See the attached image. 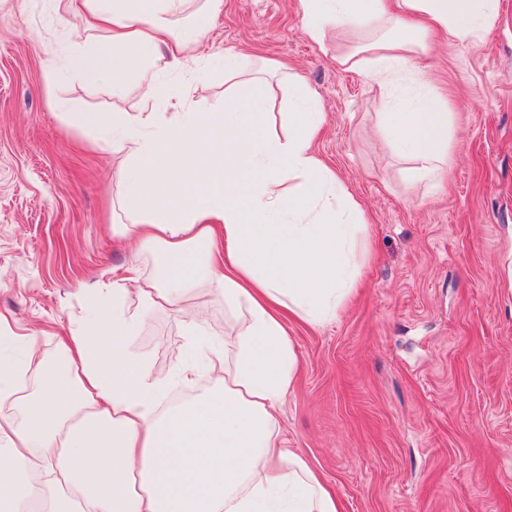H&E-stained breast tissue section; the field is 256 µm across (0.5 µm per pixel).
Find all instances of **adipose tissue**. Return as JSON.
<instances>
[{
    "mask_svg": "<svg viewBox=\"0 0 512 512\" xmlns=\"http://www.w3.org/2000/svg\"><path fill=\"white\" fill-rule=\"evenodd\" d=\"M82 5L88 35L53 71L95 85L137 74L135 112L86 126L119 154V203L151 251L152 273L113 283L111 304L61 341L34 389L24 365L0 354V512H340L318 474L285 448L277 412L298 367L285 325L335 316L360 281L368 235L346 185L315 155L323 126L315 92L295 74L288 133L268 131L266 81L256 75L223 106L198 108L204 78L191 48L207 40L224 0H66ZM306 34L367 29L345 66L378 78L410 63L429 28L459 44L493 27L498 0H299ZM189 77L172 114L159 110L162 72ZM383 139L411 157L415 181L433 180L448 155V112L435 100H384ZM208 291L231 331L216 334L189 301ZM182 323L174 373L153 374L138 345L149 316ZM208 382L172 406L169 392Z\"/></svg>",
    "mask_w": 512,
    "mask_h": 512,
    "instance_id": "ef3b65f1",
    "label": "adipose tissue"
}]
</instances>
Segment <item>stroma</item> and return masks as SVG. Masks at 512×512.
I'll return each instance as SVG.
<instances>
[{
    "mask_svg": "<svg viewBox=\"0 0 512 512\" xmlns=\"http://www.w3.org/2000/svg\"><path fill=\"white\" fill-rule=\"evenodd\" d=\"M83 30L57 0H0V336L18 356L21 337H38L33 376L88 317L91 294L130 264L151 269L147 250L112 234L129 221L112 211L118 156L65 113L70 102L135 111L134 77L92 87L50 72ZM364 39L347 28L314 42L299 0H224L196 52L204 108L224 101L214 61L227 52L242 53L243 69L258 58L306 80L325 114L313 150L369 226L360 283L335 317L288 324L299 371L281 431L341 512H512V0L475 44L429 31L416 65L385 88L338 62ZM387 93L447 106L437 183L410 180L413 160L384 148ZM138 343L154 374L170 375L178 318L157 311Z\"/></svg>",
    "mask_w": 512,
    "mask_h": 512,
    "instance_id": "1",
    "label": "stroma"
}]
</instances>
